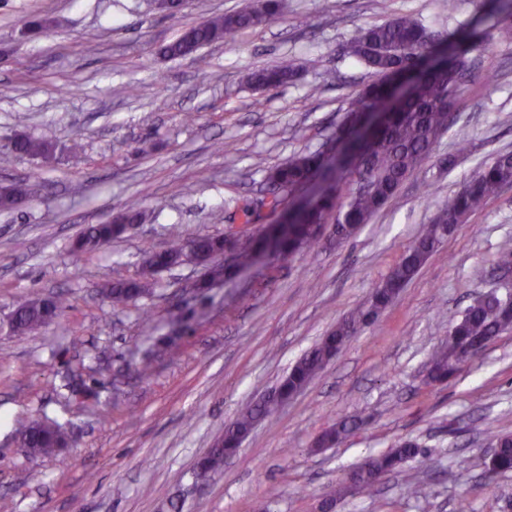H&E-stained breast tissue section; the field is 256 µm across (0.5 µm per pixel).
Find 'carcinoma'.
<instances>
[{
    "mask_svg": "<svg viewBox=\"0 0 512 512\" xmlns=\"http://www.w3.org/2000/svg\"><path fill=\"white\" fill-rule=\"evenodd\" d=\"M283 9L284 0H253L243 10L184 28L165 47L164 55L193 56L206 45L226 41L243 29L268 23ZM471 37V33L464 31L460 39L441 48V39L412 15L355 30L343 52L368 69L369 81L352 100L336 129L335 155L330 158L324 151L299 153L267 171L266 181L274 188L270 207L275 209L281 200L288 199L287 227L272 228L280 254L289 256L315 250L320 242L314 229L316 224H352L354 228L348 237H353L361 225L371 222L406 180L421 170L455 125L451 115L460 90L463 67L460 56L480 48L477 42L462 47ZM299 71V66L285 59L276 66L252 70L246 82L255 89H275L296 79ZM13 150L47 162L53 156L54 145L44 137L19 132L13 136ZM511 184L512 152H501L491 162L482 164L434 223L423 225L400 262L374 287L367 302L351 311L295 363L280 396L255 404L225 429L224 445L210 451L204 472L220 469L224 465V446L247 433L257 420L275 413L280 397L288 394V389H303L322 372L336 346L373 323L394 302L400 290L443 243L438 225H448V236H453L468 215ZM37 187L36 182L27 187H0V210L13 209L15 201L36 194ZM148 219L149 213L141 202L132 199L115 218V223L144 224ZM122 234V229L110 223L91 225L76 239L75 250L97 252ZM265 244L264 237L235 238L234 264L224 267L213 263L216 256L225 253L223 237H179L168 249L145 256L139 279L106 281L101 292L114 305H125L134 296L149 295L158 266L162 264L170 270L183 265H205L210 278L221 279L235 269L251 266ZM62 304L60 296L28 297L12 313L15 328L21 334H28L45 327L50 323L48 310L56 312ZM506 330H512V298L508 293L476 298L460 313L449 327L448 336L431 353L430 377L445 380L453 376L467 361L470 344H488ZM355 426L354 421L343 422L319 438L317 444L339 442ZM66 434L63 423L42 416L23 426L20 439L28 440L39 454L52 456L60 451ZM487 440L494 448L493 455L484 462L487 474L512 472V434L489 431ZM422 455L424 450L417 442L405 440L384 453L368 457L354 470L353 477L360 488L368 490L383 475Z\"/></svg>",
    "mask_w": 512,
    "mask_h": 512,
    "instance_id": "obj_1",
    "label": "carcinoma"
}]
</instances>
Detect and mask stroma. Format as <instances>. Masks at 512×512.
Masks as SVG:
<instances>
[{
	"label": "stroma",
	"instance_id": "1",
	"mask_svg": "<svg viewBox=\"0 0 512 512\" xmlns=\"http://www.w3.org/2000/svg\"><path fill=\"white\" fill-rule=\"evenodd\" d=\"M493 0H288L279 18L169 59L183 28L247 0H0V184L40 175V196L0 213V512H318L366 457L414 438L423 460L338 499L332 512H512V472L485 478V434L512 433V330L442 385L427 381L432 348L512 251V185L472 213L378 320L351 337L300 394L259 423L223 469L198 478L215 439L288 374L332 326L367 301L482 162L512 150V38L482 15ZM411 14L453 33L476 26L482 50L463 57L460 122L423 170L358 234L285 258L259 255L230 280L199 287L201 267L157 275L151 295L123 307L105 280L139 278L146 252L173 234L261 236L278 215L236 208L267 194L266 168L324 148L367 77L342 46L358 27ZM48 19L26 37L27 18ZM289 59L301 77L271 91L246 84ZM18 131L50 139L51 165L14 153ZM470 150L439 174L440 161ZM80 141L83 156L68 153ZM192 194H185L187 185ZM151 212L101 250L72 245L131 198ZM64 295L58 317L15 334L28 295ZM151 372L142 376V359ZM83 366L73 389L62 386ZM65 422L70 446L32 457L17 431L40 415ZM362 425L315 448L328 428ZM426 485L427 497L411 492Z\"/></svg>",
	"mask_w": 512,
	"mask_h": 512
}]
</instances>
